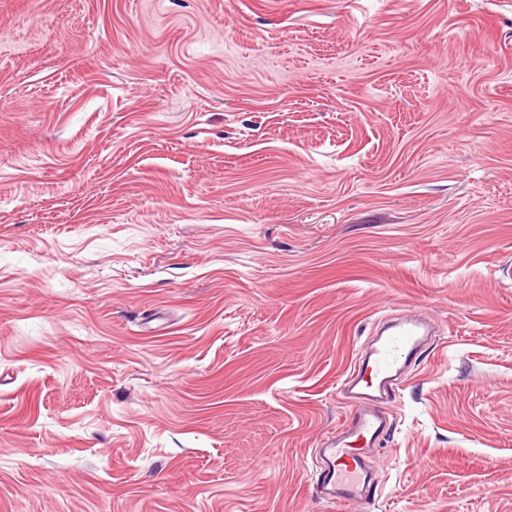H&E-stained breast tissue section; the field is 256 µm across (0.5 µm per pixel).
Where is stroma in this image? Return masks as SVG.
Instances as JSON below:
<instances>
[{"mask_svg": "<svg viewBox=\"0 0 512 512\" xmlns=\"http://www.w3.org/2000/svg\"><path fill=\"white\" fill-rule=\"evenodd\" d=\"M0 512H512V0H0ZM433 327L416 312L400 316L374 340L359 363H355L343 384L352 402L349 417L317 448L322 468L316 492L342 504L364 500L372 484L366 458L390 429L382 406L398 386L407 365L420 352Z\"/></svg>", "mask_w": 512, "mask_h": 512, "instance_id": "1", "label": "stroma"}]
</instances>
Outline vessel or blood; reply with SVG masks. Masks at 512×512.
<instances>
[{
    "mask_svg": "<svg viewBox=\"0 0 512 512\" xmlns=\"http://www.w3.org/2000/svg\"><path fill=\"white\" fill-rule=\"evenodd\" d=\"M431 331L421 315L402 313L353 365L343 384L352 402L350 415L318 450L322 468L316 491L323 498L342 504L362 501L372 483L366 458L390 429L382 407Z\"/></svg>",
    "mask_w": 512,
    "mask_h": 512,
    "instance_id": "obj_1",
    "label": "vessel or blood"
}]
</instances>
